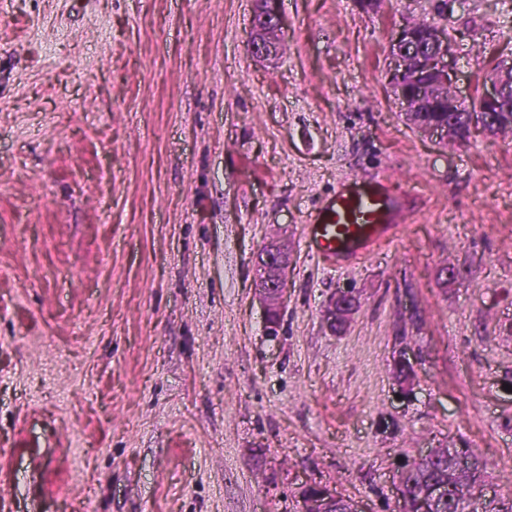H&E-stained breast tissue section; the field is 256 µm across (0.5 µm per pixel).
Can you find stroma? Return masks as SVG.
<instances>
[{"instance_id":"stroma-1","label":"stroma","mask_w":512,"mask_h":512,"mask_svg":"<svg viewBox=\"0 0 512 512\" xmlns=\"http://www.w3.org/2000/svg\"><path fill=\"white\" fill-rule=\"evenodd\" d=\"M439 2L279 0L263 60L256 0H0L5 512H298L311 484L403 512L401 472L439 448L512 495V132L423 135L387 79L392 37L426 20L469 92L512 63V0ZM378 172L419 208L329 268L310 213ZM261 1L266 3L263 10L261 11L262 15L257 13V4L254 20L259 21L261 16V21L269 23V28L264 29L262 24H254L248 47L252 56L268 59L269 57L276 55L277 44L273 37L270 34H267V32L270 29H274L275 31L279 27L280 16L273 6L275 0ZM257 259L256 290L268 320L270 316L280 314L286 301L285 273L289 262L288 247L282 241H269L260 250ZM352 302L355 304L351 293L341 291L336 294V297L327 308L325 314L327 323L331 330L334 331L335 328L336 331H342L344 329V323L340 321L339 317L337 318L338 322L336 324V315L344 318L346 313L352 308ZM336 304L340 307L339 311H336Z\"/></svg>"}]
</instances>
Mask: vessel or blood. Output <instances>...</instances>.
I'll list each match as a JSON object with an SVG mask.
<instances>
[{"label": "vessel or blood", "mask_w": 512, "mask_h": 512, "mask_svg": "<svg viewBox=\"0 0 512 512\" xmlns=\"http://www.w3.org/2000/svg\"><path fill=\"white\" fill-rule=\"evenodd\" d=\"M417 205L414 192L393 193L384 174L347 177L309 216L305 242L330 265L347 267L393 241Z\"/></svg>", "instance_id": "1"}]
</instances>
